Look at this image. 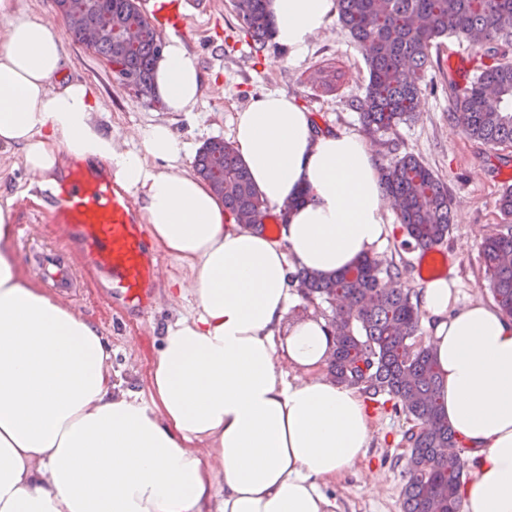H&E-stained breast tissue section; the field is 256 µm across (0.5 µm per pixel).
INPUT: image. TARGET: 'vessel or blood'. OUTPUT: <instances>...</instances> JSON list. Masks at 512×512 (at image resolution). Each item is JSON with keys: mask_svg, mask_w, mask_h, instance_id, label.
I'll return each instance as SVG.
<instances>
[{"mask_svg": "<svg viewBox=\"0 0 512 512\" xmlns=\"http://www.w3.org/2000/svg\"><path fill=\"white\" fill-rule=\"evenodd\" d=\"M48 219L62 225L69 242L102 272L108 274L125 301L148 306L156 274L141 224L131 199L116 191L112 181L80 170L73 171L65 188L49 198ZM41 265L53 272L54 285L73 288L64 254L44 253ZM417 272L427 279L448 272L445 252L428 250Z\"/></svg>", "mask_w": 512, "mask_h": 512, "instance_id": "obj_1", "label": "vessel or blood"}]
</instances>
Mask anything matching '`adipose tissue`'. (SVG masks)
Masks as SVG:
<instances>
[{"mask_svg":"<svg viewBox=\"0 0 512 512\" xmlns=\"http://www.w3.org/2000/svg\"><path fill=\"white\" fill-rule=\"evenodd\" d=\"M269 10L274 41L300 58L336 2ZM65 62L49 20L19 19L0 36V148H19L45 186L68 163L105 165L139 203L153 247L188 267L196 311L166 325L139 402L113 384L98 328L23 276L17 199H0V512H338L323 487L365 460L368 406L323 373L327 322L285 316L296 268L339 273L380 252L392 229L365 141L316 132L284 92L238 112L237 154L264 201L290 208L273 239L229 219L168 124L116 151L93 119L94 88L63 80ZM154 86L169 111L197 104L199 68L180 38L167 39ZM418 296L442 416L477 460L463 512H512V318L461 300L444 278Z\"/></svg>","mask_w":512,"mask_h":512,"instance_id":"ef3b65f1","label":"adipose tissue"}]
</instances>
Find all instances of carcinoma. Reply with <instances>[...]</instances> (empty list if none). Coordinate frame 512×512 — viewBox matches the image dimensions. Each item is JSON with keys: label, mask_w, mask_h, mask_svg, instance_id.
<instances>
[{"label": "carcinoma", "mask_w": 512, "mask_h": 512, "mask_svg": "<svg viewBox=\"0 0 512 512\" xmlns=\"http://www.w3.org/2000/svg\"><path fill=\"white\" fill-rule=\"evenodd\" d=\"M68 20L67 35L84 41V26L100 27L95 53L112 58L120 74L135 78L139 95L156 100L157 35L139 0H55ZM240 25L263 51L272 40L268 0H232ZM337 20L365 50V95L352 102L364 134L387 132L411 120L424 88L421 73L431 49L448 36L462 37L491 57L512 42V0H336ZM135 27L126 43L120 31ZM450 116L470 139L486 145L512 142V63L483 68L472 80L448 81ZM194 168L234 223L250 229L264 223L269 206L250 173L222 139L207 141ZM385 193L400 201L397 216L403 244L421 252L448 237V187L418 157L406 153L380 168ZM489 289L501 312L512 318V226L489 235L481 246ZM405 270L370 256L337 275L300 269L293 279L301 296L318 308L328 305L334 351L325 371L334 381L359 389L366 400L393 402L413 425L404 433L410 448L403 512H460L465 462L455 449L463 440L441 417V378L431 349L417 341V294L404 285Z\"/></svg>", "instance_id": "carcinoma-1"}]
</instances>
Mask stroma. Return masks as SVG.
<instances>
[{"mask_svg": "<svg viewBox=\"0 0 512 512\" xmlns=\"http://www.w3.org/2000/svg\"><path fill=\"white\" fill-rule=\"evenodd\" d=\"M169 13L185 12L180 37L199 66L202 96L193 112L168 111L165 105L140 96L121 84L100 56L82 44L64 39L67 59L65 75L70 80L94 86L101 111L100 125L111 132L115 144L125 150L139 149L136 129L165 122L193 149L209 139L231 140L237 112L253 98L267 92H285L296 98L321 128L334 133H357L359 115L350 108L352 99L362 97L368 80L364 55L339 23L316 35L307 53L291 58L287 49L269 44L252 53L249 39L231 7V0H200L199 7L185 0H167ZM481 47L464 39L448 38L431 50L424 74L426 86L414 121L400 125L393 134L397 151H390L384 136L367 138L376 164L383 165L397 154L417 156L448 187L452 225L442 249L448 256V277L457 283L465 300L491 302L488 280L481 258L486 236L505 222L498 198L505 179L512 174V143L490 147L466 137L448 117V99L441 91L449 74L467 81L488 65ZM341 67L344 83L338 91L321 84L323 72ZM25 192L16 213L17 223L27 225V239L15 240L16 259L29 280L46 291L54 286L33 263L29 254L59 245L61 229L47 218V195L37 189L27 174L19 150L0 151V198ZM159 274L154 281L150 312L136 307L122 316L110 311L111 293L101 285L93 266L75 255L80 286L75 295H62L63 303L80 312L108 339L112 347V378L138 401L149 399L148 371L156 354L158 336L169 321L189 315L193 296L172 302L166 297L169 278L188 277L189 271L177 258L157 252ZM372 440L366 463L346 473L325 491L334 496L340 512H402V488L406 482L405 449L400 440L408 423L404 414L370 404Z\"/></svg>", "mask_w": 512, "mask_h": 512, "instance_id": "1", "label": "stroma"}]
</instances>
